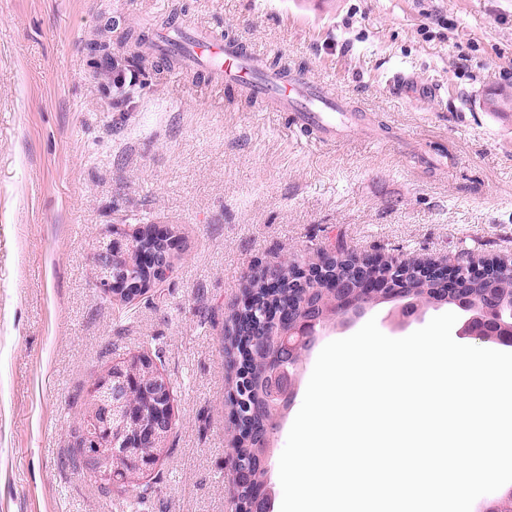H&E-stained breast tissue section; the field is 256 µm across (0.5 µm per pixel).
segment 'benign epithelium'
I'll return each instance as SVG.
<instances>
[{"label":"benign epithelium","instance_id":"1","mask_svg":"<svg viewBox=\"0 0 512 512\" xmlns=\"http://www.w3.org/2000/svg\"><path fill=\"white\" fill-rule=\"evenodd\" d=\"M177 239L167 229L149 224L126 230L112 226L109 239L98 244L94 264L96 287L111 301L130 304L151 288H158L172 267L171 253ZM327 262L294 267L288 302L260 310L252 293L237 310H248L253 321L246 331L234 330L235 366L243 383L255 386L279 384L283 396L293 401L298 377L284 374L301 365L311 343L326 328L328 319L320 298L331 301L333 313L344 319L360 314L372 300L401 302L412 313L420 305L419 294L433 304L453 301L472 311L460 335L512 345V295L494 288L496 276L512 264L495 260L482 265H457L420 260H383L379 257L337 255L336 270ZM260 279L272 291L280 288L282 268L263 270ZM152 391L154 401L144 407L135 401L142 391ZM228 407L236 430L227 465L240 491L237 512H273V500L265 485L252 481L251 465L268 469L269 455L245 463L240 449L255 439L269 441L279 423L251 424L249 415L261 416L263 406L245 397V389L228 395ZM87 428L75 447L85 470L109 484H129L149 471L159 459L174 425L173 393L152 356L141 353L113 365L92 386L86 404Z\"/></svg>","mask_w":512,"mask_h":512}]
</instances>
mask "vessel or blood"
I'll use <instances>...</instances> for the list:
<instances>
[{
  "label": "vessel or blood",
  "mask_w": 512,
  "mask_h": 512,
  "mask_svg": "<svg viewBox=\"0 0 512 512\" xmlns=\"http://www.w3.org/2000/svg\"><path fill=\"white\" fill-rule=\"evenodd\" d=\"M159 53H184L190 65L202 68L210 82L232 81L247 95L277 108L296 96L306 95L299 114L301 126L328 132L336 120V101L308 76L282 78L266 71L258 57L243 52L235 43L213 32L193 27L170 28L155 41Z\"/></svg>",
  "instance_id": "vessel-or-blood-1"
}]
</instances>
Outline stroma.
<instances>
[{
	"instance_id": "stroma-1",
	"label": "stroma",
	"mask_w": 512,
	"mask_h": 512,
	"mask_svg": "<svg viewBox=\"0 0 512 512\" xmlns=\"http://www.w3.org/2000/svg\"><path fill=\"white\" fill-rule=\"evenodd\" d=\"M146 21L280 58L354 122L320 142L160 56L120 111L87 44ZM511 85L512 0H0V512H234L224 337L250 277L335 250L512 257V112L482 106ZM119 222L177 235L166 283L129 307L95 286ZM437 314L365 318L402 338ZM142 352L176 398L145 509L141 484L72 463L92 383Z\"/></svg>"
}]
</instances>
